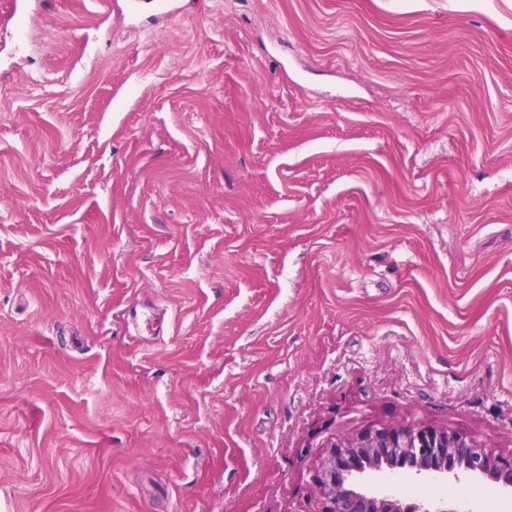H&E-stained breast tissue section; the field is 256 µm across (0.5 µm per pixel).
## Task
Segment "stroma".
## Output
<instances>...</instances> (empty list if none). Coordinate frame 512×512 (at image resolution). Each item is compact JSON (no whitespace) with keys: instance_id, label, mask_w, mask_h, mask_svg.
I'll return each mask as SVG.
<instances>
[{"instance_id":"1","label":"stroma","mask_w":512,"mask_h":512,"mask_svg":"<svg viewBox=\"0 0 512 512\" xmlns=\"http://www.w3.org/2000/svg\"><path fill=\"white\" fill-rule=\"evenodd\" d=\"M22 2L0 512H318L311 458L375 424L512 451V0Z\"/></svg>"}]
</instances>
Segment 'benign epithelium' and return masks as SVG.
<instances>
[{"label": "benign epithelium", "instance_id": "7a95c632", "mask_svg": "<svg viewBox=\"0 0 512 512\" xmlns=\"http://www.w3.org/2000/svg\"><path fill=\"white\" fill-rule=\"evenodd\" d=\"M310 470L313 491L321 499L316 512H459L444 502L429 507L355 485L371 473L443 483L467 475L512 496V452L500 453L466 433L421 423L371 425L333 439L313 457Z\"/></svg>", "mask_w": 512, "mask_h": 512}]
</instances>
